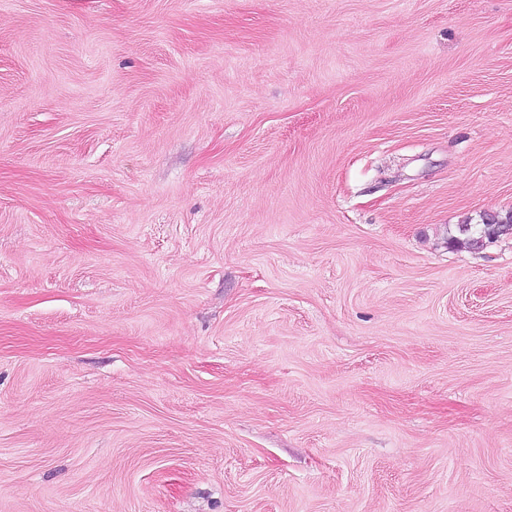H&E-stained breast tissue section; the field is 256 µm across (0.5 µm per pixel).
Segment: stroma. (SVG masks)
<instances>
[{
    "label": "stroma",
    "instance_id": "obj_1",
    "mask_svg": "<svg viewBox=\"0 0 512 512\" xmlns=\"http://www.w3.org/2000/svg\"><path fill=\"white\" fill-rule=\"evenodd\" d=\"M512 0H0V512H512Z\"/></svg>",
    "mask_w": 512,
    "mask_h": 512
}]
</instances>
